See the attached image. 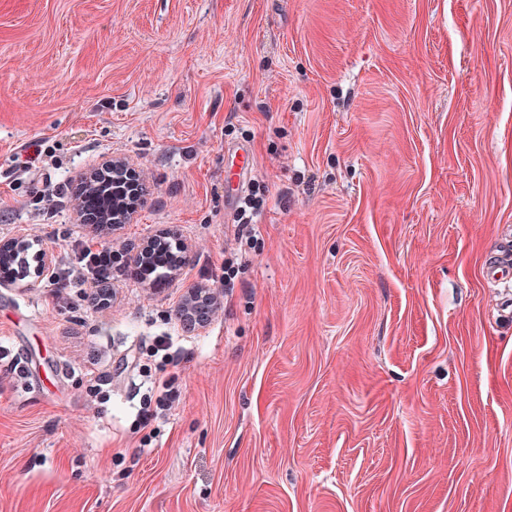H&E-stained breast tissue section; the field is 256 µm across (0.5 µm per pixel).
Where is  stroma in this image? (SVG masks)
<instances>
[{"instance_id":"35a3bbf8","label":"stroma","mask_w":512,"mask_h":512,"mask_svg":"<svg viewBox=\"0 0 512 512\" xmlns=\"http://www.w3.org/2000/svg\"><path fill=\"white\" fill-rule=\"evenodd\" d=\"M41 139L45 180L121 158L146 203L105 237L44 219L5 177ZM238 143L269 191L228 284ZM165 229L188 249L156 288L126 262ZM21 235L54 262L0 283V512H512V284L486 275L512 240V0H0ZM91 240L119 252L111 305L49 304ZM202 286L221 306L185 330ZM202 291V288L190 289L177 309V317L185 327H191L195 321L202 324L197 328L204 327L208 323L204 314L211 316L212 308L208 299L203 300Z\"/></svg>"}]
</instances>
